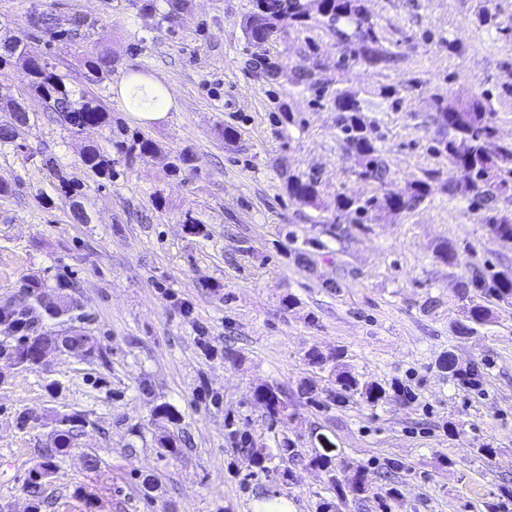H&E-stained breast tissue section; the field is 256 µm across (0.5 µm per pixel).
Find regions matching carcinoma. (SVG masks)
<instances>
[{"instance_id": "obj_1", "label": "carcinoma", "mask_w": 512, "mask_h": 512, "mask_svg": "<svg viewBox=\"0 0 512 512\" xmlns=\"http://www.w3.org/2000/svg\"><path fill=\"white\" fill-rule=\"evenodd\" d=\"M60 4L42 9L37 15L29 17L31 28L50 41L66 40L77 42L84 40L95 28L97 20L76 15L66 21L59 14ZM317 12L328 20L336 37L357 42L355 56L370 67L386 69L394 61L393 53L385 46L377 25L365 10L362 0H255V10L245 19L244 30L251 40L263 41L268 38L275 26L286 20L302 26ZM478 23L488 31L498 35H511L512 25L499 19L498 14L487 8L478 13ZM16 60L21 63L27 86L47 102V108L57 113L60 121L72 129L99 126L106 122V111L99 105H91L76 96L75 91L65 81L55 66L44 59L26 55L20 45L10 39L0 43V63L8 64ZM85 79L90 84H101L112 72L110 51L102 49L96 56L85 62ZM338 112L337 128L342 140L355 153L360 167L359 175L366 181H375L383 176V167L374 145V130L361 122L359 113L368 107V101L349 90H338L333 98ZM433 121L437 124L440 138L435 140L433 152L448 159L452 169L466 167L471 177L464 184L453 178L442 183V188L450 196L467 195L480 202L493 201L503 197L512 199V145H499L497 139V112L489 105V98L481 94L472 95L453 104L437 97L434 103ZM0 112L8 114V119L0 124V144H11L15 137L16 124L25 123L28 114L21 103L15 100L0 102ZM116 152L133 159L140 155L151 154L155 144L135 132L128 141L115 145ZM83 165L99 176H112V154L90 147L83 155ZM439 172L428 170L424 177L409 182L395 194L371 195L366 198L341 196L338 206L354 209L362 217L382 211H401L412 209L429 197L438 181ZM290 195L299 203L310 205L318 196L317 183L311 179L295 177L288 182ZM479 223L486 226L490 236L497 240H512V211L487 207L478 217ZM463 295L473 290L478 298L470 299L464 321L457 326L461 335H471L477 328L487 325L492 314L485 302L496 301L512 303V269L499 270L480 279L460 282ZM43 293L41 284L32 281L10 303L0 308V325L10 326L15 316H22L28 325H33L43 314L54 318L74 309L68 297H60L59 305L47 309L41 304ZM38 335L32 333L18 339L17 344L0 349V354L12 356L18 352L35 358ZM307 364L320 371H326L336 386L335 394L341 399L358 398L374 406L386 396L382 386L362 380L344 361V352L336 350L328 354L318 348L309 349L304 355ZM255 401L266 408L268 417L285 418L288 409L294 406L288 393L277 386H259L253 392ZM23 428L51 426L54 429V443L41 450L42 462L33 468L27 478L26 487L33 497H38L44 477L51 476L54 461L68 449L74 447L83 432L86 419L79 414L26 413L19 418ZM320 450L311 456L302 455L294 443L287 440L275 448L249 449V461L256 472L268 471V464L275 458L294 465L323 470L329 475V483L336 498L351 496L357 500H366L372 493V486L363 480L364 471L359 467L343 465L336 468L339 453L336 444L324 433L316 435Z\"/></svg>"}]
</instances>
